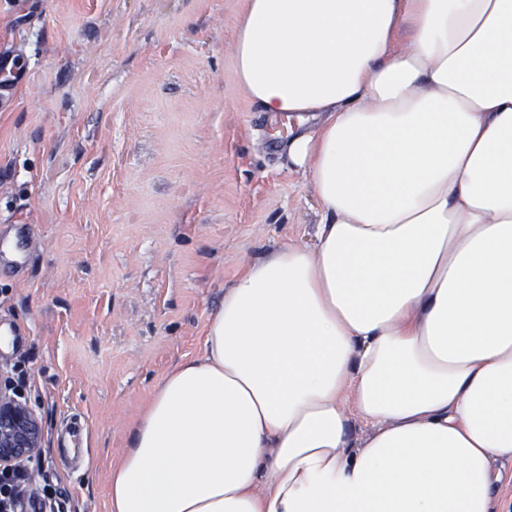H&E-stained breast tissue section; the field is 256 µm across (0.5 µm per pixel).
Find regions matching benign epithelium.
<instances>
[{"label": "benign epithelium", "instance_id": "1", "mask_svg": "<svg viewBox=\"0 0 512 512\" xmlns=\"http://www.w3.org/2000/svg\"><path fill=\"white\" fill-rule=\"evenodd\" d=\"M39 419L28 404L0 384V469L30 460L41 446Z\"/></svg>", "mask_w": 512, "mask_h": 512}]
</instances>
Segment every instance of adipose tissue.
Wrapping results in <instances>:
<instances>
[{"mask_svg":"<svg viewBox=\"0 0 512 512\" xmlns=\"http://www.w3.org/2000/svg\"><path fill=\"white\" fill-rule=\"evenodd\" d=\"M236 31L260 110L320 115L288 154L322 222L158 384L111 512H505L512 0H246Z\"/></svg>","mask_w":512,"mask_h":512,"instance_id":"obj_1","label":"adipose tissue"}]
</instances>
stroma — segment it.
<instances>
[{
    "label": "stroma",
    "mask_w": 512,
    "mask_h": 512,
    "mask_svg": "<svg viewBox=\"0 0 512 512\" xmlns=\"http://www.w3.org/2000/svg\"><path fill=\"white\" fill-rule=\"evenodd\" d=\"M243 0H0V55L27 81L0 108V225H31L0 276V372L25 363L43 431L29 489L109 512L112 470L164 376L200 357L239 276L312 246L321 206L235 72ZM0 227V271L6 268L16 276H24L34 257V237L29 224H8Z\"/></svg>",
    "instance_id": "stroma-1"
}]
</instances>
